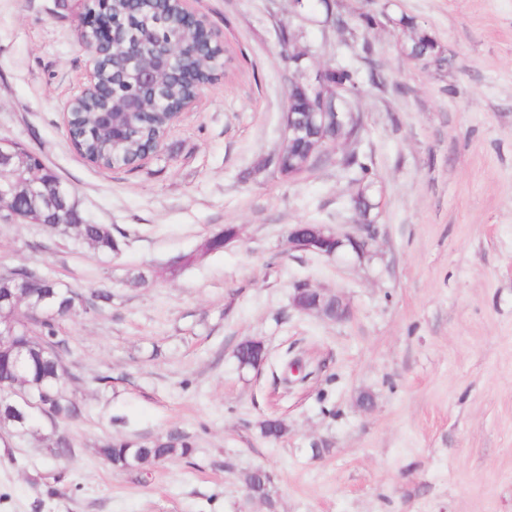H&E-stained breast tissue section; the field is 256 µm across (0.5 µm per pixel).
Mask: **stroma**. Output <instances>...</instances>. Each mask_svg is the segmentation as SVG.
<instances>
[{
  "label": "stroma",
  "mask_w": 512,
  "mask_h": 512,
  "mask_svg": "<svg viewBox=\"0 0 512 512\" xmlns=\"http://www.w3.org/2000/svg\"><path fill=\"white\" fill-rule=\"evenodd\" d=\"M79 2L0 0V141L34 152L119 244L104 256L0 224V265L112 295L58 329L73 456L46 462V421L39 437L0 432V512H267L238 481L256 467L277 512H512V0H336L342 28L292 0H186L226 68L159 153L119 169L64 126L92 69ZM405 17L443 68L409 57ZM285 35L304 66L359 72L363 129L339 152L374 161L364 258L286 248L295 224L350 233L359 187L332 160L291 178L260 167L281 137ZM228 225L237 239L198 256ZM301 283L343 295L349 317L297 311ZM247 338L268 350L259 369L238 366ZM267 419L286 434L265 438ZM171 433L189 455L121 472L99 454Z\"/></svg>",
  "instance_id": "35a3bbf8"
}]
</instances>
